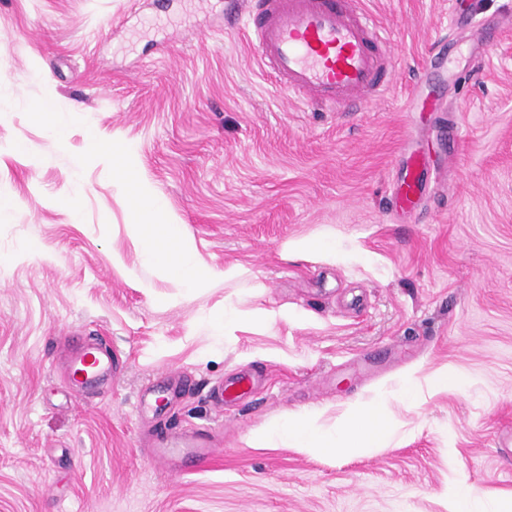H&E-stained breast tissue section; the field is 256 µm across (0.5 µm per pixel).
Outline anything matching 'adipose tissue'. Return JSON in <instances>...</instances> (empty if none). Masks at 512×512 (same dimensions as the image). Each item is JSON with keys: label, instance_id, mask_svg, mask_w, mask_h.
I'll use <instances>...</instances> for the list:
<instances>
[{"label": "adipose tissue", "instance_id": "adipose-tissue-1", "mask_svg": "<svg viewBox=\"0 0 512 512\" xmlns=\"http://www.w3.org/2000/svg\"><path fill=\"white\" fill-rule=\"evenodd\" d=\"M89 150L94 154L111 155L117 180L137 188L131 231L143 239L145 263L161 268L180 287L198 288L206 278L207 271L179 235L176 226L166 221L164 202L147 188L137 187V176L126 163L130 154L128 147L119 142L104 143L93 136L89 139ZM391 428L392 420L383 400L376 399L349 405L332 434L322 431L314 416L295 413L286 415L275 427L258 429L254 437L262 442L283 436L294 447L309 452H362L379 447ZM448 512H512V496L489 500L479 488L460 481L448 492Z\"/></svg>", "mask_w": 512, "mask_h": 512}]
</instances>
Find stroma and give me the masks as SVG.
Here are the masks:
<instances>
[{
    "label": "stroma",
    "instance_id": "1",
    "mask_svg": "<svg viewBox=\"0 0 512 512\" xmlns=\"http://www.w3.org/2000/svg\"><path fill=\"white\" fill-rule=\"evenodd\" d=\"M449 2L365 0L389 88L318 112L289 104L225 0H0V512H448L460 479L512 495V29L480 34L512 0H463L464 28ZM45 98L65 142L30 113ZM92 134L130 146L199 288L143 264ZM413 141L448 176L405 215L390 188ZM99 334L121 369L77 389L59 356ZM244 370L250 391L215 405ZM439 371L467 387L430 389ZM172 376L183 391L142 411ZM406 377L416 401L392 394ZM381 393L396 425L371 452L251 436L301 411L331 433ZM193 431L205 465L154 454Z\"/></svg>",
    "mask_w": 512,
    "mask_h": 512
}]
</instances>
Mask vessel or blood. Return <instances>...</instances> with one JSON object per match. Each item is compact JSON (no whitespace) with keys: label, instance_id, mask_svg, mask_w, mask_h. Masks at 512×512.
<instances>
[{"label":"vessel or blood","instance_id":"vessel-or-blood-1","mask_svg":"<svg viewBox=\"0 0 512 512\" xmlns=\"http://www.w3.org/2000/svg\"><path fill=\"white\" fill-rule=\"evenodd\" d=\"M263 66L293 101L332 110H357L379 100L391 73L383 29L364 0H243ZM433 174L426 157L411 154L393 189L395 206L412 210ZM71 379L85 386L115 371L101 344L68 356Z\"/></svg>","mask_w":512,"mask_h":512}]
</instances>
